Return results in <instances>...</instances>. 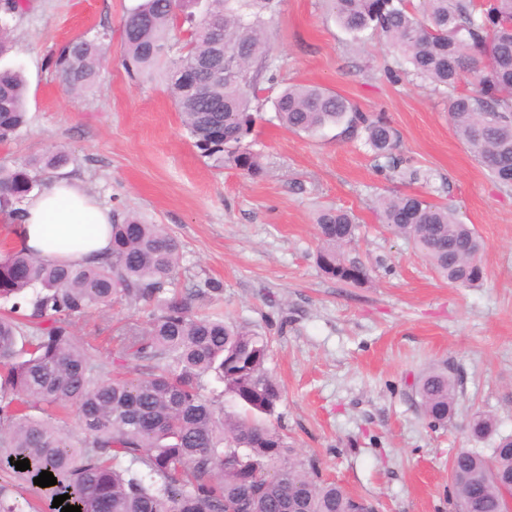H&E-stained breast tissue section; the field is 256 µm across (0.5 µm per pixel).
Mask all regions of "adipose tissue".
Segmentation results:
<instances>
[{"label":"adipose tissue","mask_w":512,"mask_h":512,"mask_svg":"<svg viewBox=\"0 0 512 512\" xmlns=\"http://www.w3.org/2000/svg\"><path fill=\"white\" fill-rule=\"evenodd\" d=\"M111 224L80 181L59 179L27 201L20 243L52 263L88 262L109 251Z\"/></svg>","instance_id":"ef3b65f1"}]
</instances>
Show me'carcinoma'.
<instances>
[{"label":"carcinoma","mask_w":512,"mask_h":512,"mask_svg":"<svg viewBox=\"0 0 512 512\" xmlns=\"http://www.w3.org/2000/svg\"><path fill=\"white\" fill-rule=\"evenodd\" d=\"M142 0L122 19L128 74H162L182 124L203 156L250 178L263 175L260 156L244 143L260 109L259 92L274 83L269 27L278 0ZM341 27L357 36L370 29L412 75L448 90L457 136L500 184L512 186V0H325ZM10 0L0 12V54L11 41L5 17L22 11ZM180 31L181 43L173 42ZM108 49L103 37L79 35L52 64L63 88H92ZM233 61L216 72L220 58ZM471 89L459 91L462 82ZM276 117L295 133L340 127L363 139L376 167L402 173L396 133L387 120L360 111L317 85H289L273 99ZM26 83L0 70V143L26 124ZM70 161L61 149L0 164V213L17 220L44 176ZM382 223L407 239L451 284L483 282V242L446 205L417 195L379 200ZM315 263L339 282L361 286L368 270L346 257L357 219L329 206L315 216ZM178 239L135 214L115 215L112 248L87 266L51 264L20 245L0 254V512H41L44 500L67 494L81 512H374L364 498L321 477L317 460L294 452L287 437L266 424L282 391L266 369L271 338L245 324L194 312L192 297L216 296L207 281L177 288ZM143 303L146 322L125 323L113 337L134 372L108 369L74 333V322L116 296ZM223 390L208 397L204 379ZM457 387L447 366L420 377L415 394L429 424L453 416ZM82 433L63 431L70 413ZM495 420L476 414L472 436L493 433ZM27 459L30 468L16 469ZM53 473L57 484L33 479ZM456 512H504L503 488L512 479V435L487 458L471 449L450 460Z\"/></svg>","instance_id":"carcinoma-1"}]
</instances>
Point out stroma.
<instances>
[{"label":"stroma","mask_w":512,"mask_h":512,"mask_svg":"<svg viewBox=\"0 0 512 512\" xmlns=\"http://www.w3.org/2000/svg\"><path fill=\"white\" fill-rule=\"evenodd\" d=\"M11 16V49L0 68L27 79V123L0 144V162L53 149L71 156L64 178L83 181L102 206L136 212L182 245L181 287L222 282L194 300L197 312L271 338L267 368L283 390L271 422L298 454L378 512H448V462L461 448L491 455L493 438L468 431L478 412L512 434V188L496 183L457 137L448 93L411 75L382 38L354 41L323 0H281L270 28L278 84L318 85L360 110L384 114L397 134L409 181L378 171L367 147L337 129L297 134L275 117L271 91L252 137L265 174L250 179L200 154L165 82L135 79L122 64L121 19L138 0H24ZM108 33V60L95 85L67 95L52 55L85 33ZM415 194L455 209L484 242L486 278L443 281L378 215V199ZM359 220L349 259L369 273L347 285L325 277L313 224L323 206ZM141 307L116 301L77 319L76 336L95 340L105 363L120 354L107 336ZM447 365L458 380L455 413L431 427L412 385Z\"/></svg>","instance_id":"35a3bbf8"}]
</instances>
